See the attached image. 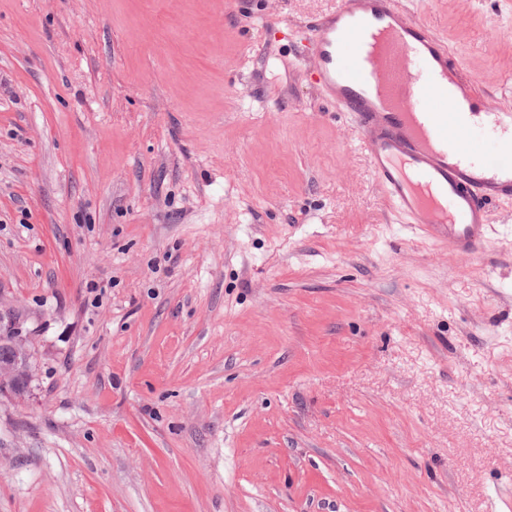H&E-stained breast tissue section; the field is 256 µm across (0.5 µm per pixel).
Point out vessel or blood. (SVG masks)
I'll return each instance as SVG.
<instances>
[{"instance_id":"b4317fda","label":"vessel or blood","mask_w":512,"mask_h":512,"mask_svg":"<svg viewBox=\"0 0 512 512\" xmlns=\"http://www.w3.org/2000/svg\"><path fill=\"white\" fill-rule=\"evenodd\" d=\"M312 80L361 135L394 209L477 258L512 202V110L487 105L447 45L399 0H339L305 34Z\"/></svg>"}]
</instances>
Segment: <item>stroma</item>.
<instances>
[{
	"instance_id": "1",
	"label": "stroma",
	"mask_w": 512,
	"mask_h": 512,
	"mask_svg": "<svg viewBox=\"0 0 512 512\" xmlns=\"http://www.w3.org/2000/svg\"><path fill=\"white\" fill-rule=\"evenodd\" d=\"M335 0H0V512H491L512 204L424 240L303 70ZM512 104V0H400ZM21 346L11 338H4L0 335V395L5 393L16 395L28 385L27 371L18 364L1 363L13 361L18 353L25 351L26 357L30 358L29 345Z\"/></svg>"
}]
</instances>
